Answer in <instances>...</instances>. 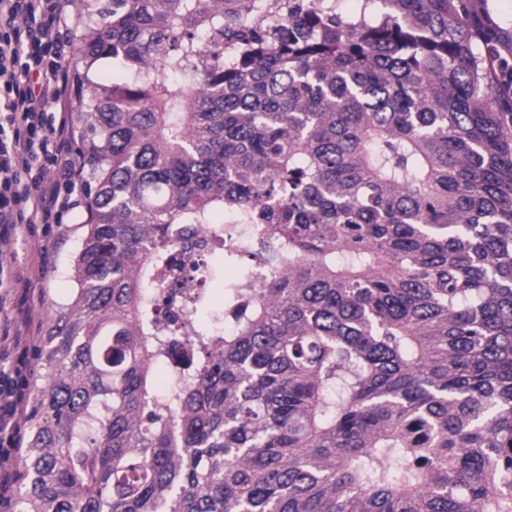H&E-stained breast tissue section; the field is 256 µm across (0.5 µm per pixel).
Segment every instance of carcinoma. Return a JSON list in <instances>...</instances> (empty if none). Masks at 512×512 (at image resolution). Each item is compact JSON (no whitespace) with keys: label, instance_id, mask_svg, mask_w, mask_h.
Masks as SVG:
<instances>
[{"label":"carcinoma","instance_id":"cac0c4a2","mask_svg":"<svg viewBox=\"0 0 512 512\" xmlns=\"http://www.w3.org/2000/svg\"><path fill=\"white\" fill-rule=\"evenodd\" d=\"M336 2L96 9L78 54L122 76L80 102L87 233L14 512H512L498 47L471 0ZM193 250L264 284L184 292Z\"/></svg>","mask_w":512,"mask_h":512}]
</instances>
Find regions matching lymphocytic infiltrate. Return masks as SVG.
<instances>
[{"label":"lymphocytic infiltrate","mask_w":512,"mask_h":512,"mask_svg":"<svg viewBox=\"0 0 512 512\" xmlns=\"http://www.w3.org/2000/svg\"><path fill=\"white\" fill-rule=\"evenodd\" d=\"M71 0H0V310L3 291L42 277L21 268L13 245L23 225L58 223L83 185L84 158L71 149ZM38 339L33 317L0 319V350L24 360ZM22 372H0V506L12 499L11 459L25 443L30 393Z\"/></svg>","instance_id":"f902f5d3"}]
</instances>
